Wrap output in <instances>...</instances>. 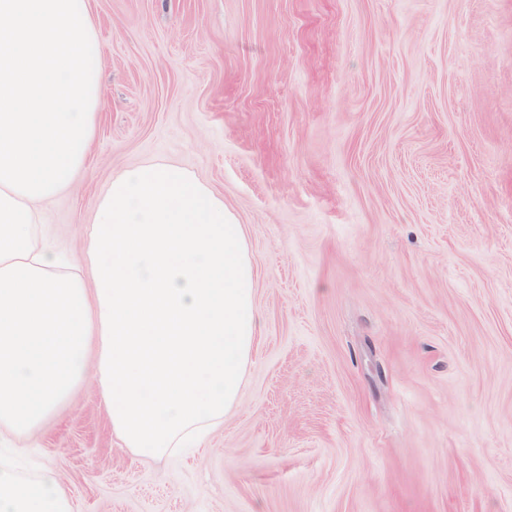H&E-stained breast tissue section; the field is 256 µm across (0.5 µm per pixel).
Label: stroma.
I'll return each mask as SVG.
<instances>
[{"label": "stroma", "mask_w": 512, "mask_h": 512, "mask_svg": "<svg viewBox=\"0 0 512 512\" xmlns=\"http://www.w3.org/2000/svg\"><path fill=\"white\" fill-rule=\"evenodd\" d=\"M78 256L112 177L190 171L244 224L260 321L224 425L145 461L84 383L30 441L75 512H512V0H91Z\"/></svg>", "instance_id": "obj_1"}]
</instances>
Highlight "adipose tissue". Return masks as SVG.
Listing matches in <instances>:
<instances>
[{
  "label": "adipose tissue",
  "instance_id": "adipose-tissue-1",
  "mask_svg": "<svg viewBox=\"0 0 512 512\" xmlns=\"http://www.w3.org/2000/svg\"><path fill=\"white\" fill-rule=\"evenodd\" d=\"M90 0H0V439L23 446L94 361L112 431L171 459L223 426L256 336L243 225L185 169L112 178L82 263L39 240L40 203L84 170L101 102ZM0 512H73L57 471L0 460Z\"/></svg>",
  "mask_w": 512,
  "mask_h": 512
}]
</instances>
